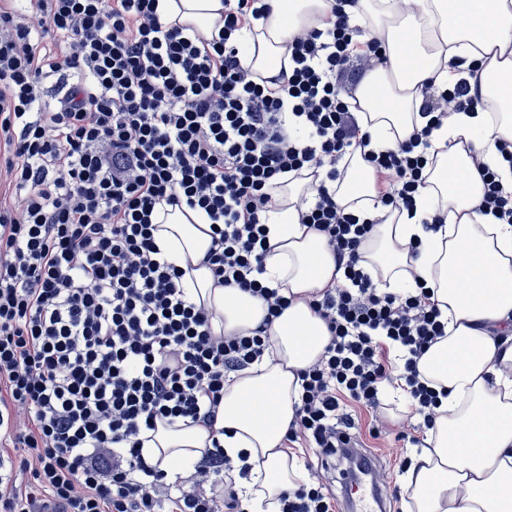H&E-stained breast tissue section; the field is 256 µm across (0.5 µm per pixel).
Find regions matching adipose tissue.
Returning <instances> with one entry per match:
<instances>
[{"instance_id": "1", "label": "adipose tissue", "mask_w": 512, "mask_h": 512, "mask_svg": "<svg viewBox=\"0 0 512 512\" xmlns=\"http://www.w3.org/2000/svg\"><path fill=\"white\" fill-rule=\"evenodd\" d=\"M267 20L243 30L242 62L273 77L288 66L287 42L309 23H322L327 0H268ZM358 0L353 10L367 37L381 39L387 64L369 71L356 93L370 150L409 141L427 120L420 112L430 79L451 80L450 63L464 57L480 64L484 93L498 113H462L433 130L436 163L417 198L415 213H399L376 199L372 170L353 154L336 201L357 218L375 220L363 243L360 265L385 292L417 287L431 292L447 334L417 361L420 380L441 392L426 446L416 454L405 481L413 512H512V225L496 223L479 204L484 185L472 170L466 145L482 151L491 168L506 170L497 151L512 139V0ZM224 0H164L166 21H179L210 35ZM312 176L269 188V250L263 278L289 304L268 328L271 348L260 360L232 373L224 384L217 428L230 474L252 512H277L283 492L297 490L307 471L284 446L301 385L297 373L323 354L329 333L307 305L309 294L344 285L324 237L299 222ZM443 213L438 231L425 220ZM165 257L183 269L192 302L213 311L215 332L243 333L263 323V301L237 288L216 285L202 260L211 246L204 213L172 209L155 234ZM211 428L159 424L144 456L170 479L190 478L207 449Z\"/></svg>"}]
</instances>
